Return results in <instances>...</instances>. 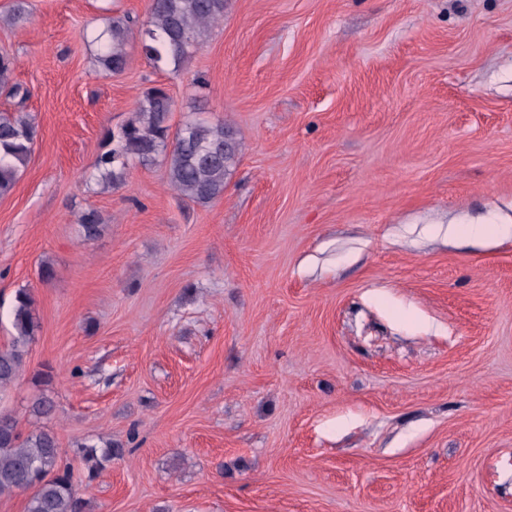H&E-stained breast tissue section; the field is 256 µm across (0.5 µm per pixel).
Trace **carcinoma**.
I'll use <instances>...</instances> for the list:
<instances>
[{
    "mask_svg": "<svg viewBox=\"0 0 512 512\" xmlns=\"http://www.w3.org/2000/svg\"><path fill=\"white\" fill-rule=\"evenodd\" d=\"M226 0H150L147 21L142 24L141 44L155 64L180 70L204 36L224 20ZM131 33L128 22L114 19L95 37L100 43L97 62L104 74L117 73L128 64L125 46ZM173 100L163 87L150 88L139 101L134 116L118 134H109L112 148L101 153L95 168L107 184L122 181L125 160L135 157L144 164L164 157L170 186L181 196L206 205L224 194L235 165L240 143L235 132L218 121L189 119L171 129ZM37 135L26 115H0V197L13 188L28 159ZM87 238L100 234L101 219L89 211L80 218ZM33 300L22 291L15 297L13 345L0 350V388L13 383L23 367L24 343L32 332ZM83 459L99 469L121 455L108 442L101 449L81 446ZM61 448L50 432L22 434L16 421L0 414V496L34 489L27 512H77L79 500L68 465H60Z\"/></svg>",
    "mask_w": 512,
    "mask_h": 512,
    "instance_id": "obj_1",
    "label": "carcinoma"
}]
</instances>
